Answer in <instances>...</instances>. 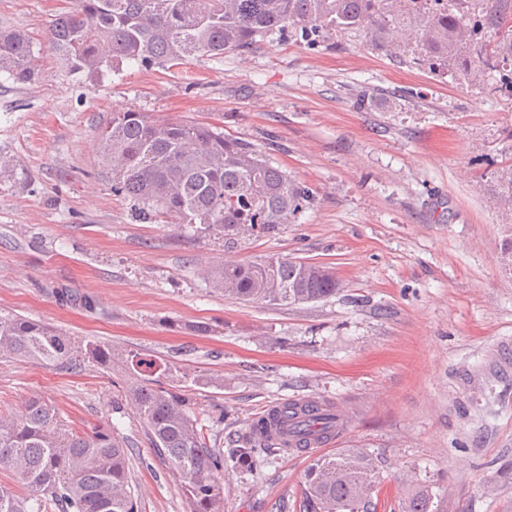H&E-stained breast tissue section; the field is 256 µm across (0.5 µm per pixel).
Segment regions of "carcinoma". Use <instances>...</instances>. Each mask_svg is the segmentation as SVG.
<instances>
[{
	"mask_svg": "<svg viewBox=\"0 0 512 512\" xmlns=\"http://www.w3.org/2000/svg\"><path fill=\"white\" fill-rule=\"evenodd\" d=\"M466 0H76L53 28L51 50L71 72L99 77L124 65L185 61L249 49L257 38L288 32L313 44L320 30L365 29L375 46L394 51L415 42L428 61L462 58L463 49L501 24L497 0L476 19ZM501 61L490 65L497 88L512 92V39ZM39 60L29 37L0 28V73L26 83ZM97 165L112 193L130 202L142 222L163 214L180 229L204 237L237 240L238 233L270 234L288 224L310 201L251 146L199 123L156 119L145 112H114L99 136ZM224 297L285 305L335 295L341 284L332 268L264 256L229 258L204 270ZM0 358L27 360L73 372L116 369L125 397L146 425L151 444L180 482L189 512H224V473L251 467L261 453H283L260 438L268 424L286 423L296 450L336 433L331 404L294 400L251 420L248 431L212 448L198 430L181 389L187 374L135 349L77 341L49 324L0 311ZM0 468L26 490L20 498L0 487V512H137L130 487L129 448L112 426L91 432L70 428L55 407L30 398L13 414H0ZM376 487V466L364 453L315 459L305 474L303 512H359Z\"/></svg>",
	"mask_w": 512,
	"mask_h": 512,
	"instance_id": "carcinoma-1",
	"label": "carcinoma"
}]
</instances>
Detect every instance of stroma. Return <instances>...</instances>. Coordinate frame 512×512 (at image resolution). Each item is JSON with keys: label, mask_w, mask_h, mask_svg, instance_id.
<instances>
[{"label": "stroma", "mask_w": 512, "mask_h": 512, "mask_svg": "<svg viewBox=\"0 0 512 512\" xmlns=\"http://www.w3.org/2000/svg\"><path fill=\"white\" fill-rule=\"evenodd\" d=\"M72 5L0 0V28L26 31L40 64L28 83L0 75V310L187 369L214 448L271 403L333 402L350 417L322 454L372 455L368 512L416 495L428 512H512V378L490 370L512 338V95L488 67L503 30L468 44L464 68L335 28L313 45L273 35L89 80L45 40ZM119 110L208 124L265 152L311 201L277 234L232 246L140 222L97 175L98 133ZM260 255L331 266L342 288L284 307L225 298L199 274ZM33 396L74 429H118L139 512H188L121 383L0 359V413ZM312 460L226 474L224 512H300Z\"/></svg>", "instance_id": "stroma-1"}]
</instances>
